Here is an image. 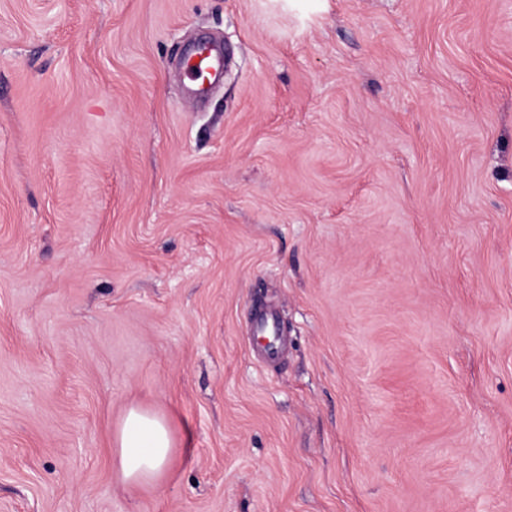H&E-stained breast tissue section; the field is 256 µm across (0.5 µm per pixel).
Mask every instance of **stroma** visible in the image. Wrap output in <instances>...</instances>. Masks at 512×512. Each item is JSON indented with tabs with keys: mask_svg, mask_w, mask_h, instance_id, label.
<instances>
[{
	"mask_svg": "<svg viewBox=\"0 0 512 512\" xmlns=\"http://www.w3.org/2000/svg\"><path fill=\"white\" fill-rule=\"evenodd\" d=\"M0 512H512V0H0ZM200 59V74L193 72L198 66L195 62ZM188 74L194 86L192 88L195 96L206 94L211 79L221 76L224 71V52L220 48L197 46L186 55ZM123 478L145 483L166 472L174 440L168 420L137 407L129 408L114 437Z\"/></svg>",
	"mask_w": 512,
	"mask_h": 512,
	"instance_id": "1",
	"label": "stroma"
}]
</instances>
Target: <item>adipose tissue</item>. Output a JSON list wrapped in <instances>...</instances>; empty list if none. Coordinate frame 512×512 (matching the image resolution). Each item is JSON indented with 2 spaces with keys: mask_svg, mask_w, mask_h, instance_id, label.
<instances>
[{
  "mask_svg": "<svg viewBox=\"0 0 512 512\" xmlns=\"http://www.w3.org/2000/svg\"><path fill=\"white\" fill-rule=\"evenodd\" d=\"M123 478L130 483H145L166 472L174 440L165 417L137 407L129 408L114 437Z\"/></svg>",
  "mask_w": 512,
  "mask_h": 512,
  "instance_id": "adipose-tissue-1",
  "label": "adipose tissue"
}]
</instances>
